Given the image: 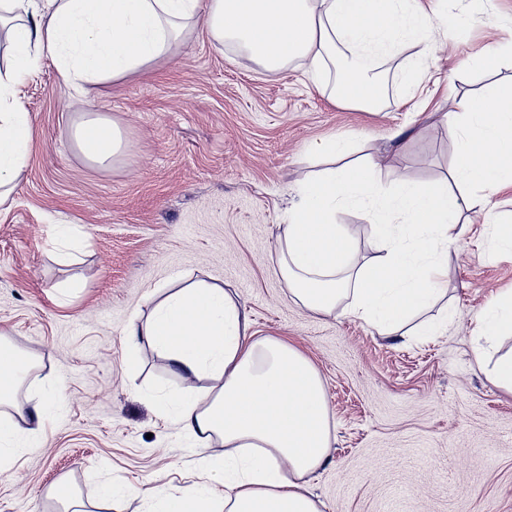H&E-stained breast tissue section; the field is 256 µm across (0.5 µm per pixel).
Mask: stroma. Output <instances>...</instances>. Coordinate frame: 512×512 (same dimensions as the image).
Returning a JSON list of instances; mask_svg holds the SVG:
<instances>
[{"mask_svg":"<svg viewBox=\"0 0 512 512\" xmlns=\"http://www.w3.org/2000/svg\"><path fill=\"white\" fill-rule=\"evenodd\" d=\"M419 2L430 19L380 62L375 112L335 102L301 61L270 71L238 46L216 47L202 21L152 69L89 86L84 111L51 58L17 85L34 140L0 207V334L35 365L20 397L61 401L35 451L0 475V512H63L53 494L62 482L85 512H100L106 483L175 494L223 453L216 441L194 447L159 414V395L191 385L125 334L157 287L195 280L230 292L258 336L293 344L319 372L333 440L310 481L322 512H512V394L489 370L512 338L491 343L478 327L492 297L512 289V252H493L482 214H461L446 291L430 312L448 319L436 336H381L308 311L276 263L295 180L327 166L308 156L311 144L347 138L354 157L387 155L383 183L406 171L432 185L447 179L457 150L442 115L456 97L477 100L512 79V58L458 66L512 31V0ZM476 14L486 24L448 44L441 18ZM410 64L423 79L407 96L397 75ZM86 111L124 132L126 149L108 167L87 164L71 142ZM68 238L78 248L62 263ZM480 347L488 365L475 358Z\"/></svg>","mask_w":512,"mask_h":512,"instance_id":"35a3bbf8","label":"stroma"}]
</instances>
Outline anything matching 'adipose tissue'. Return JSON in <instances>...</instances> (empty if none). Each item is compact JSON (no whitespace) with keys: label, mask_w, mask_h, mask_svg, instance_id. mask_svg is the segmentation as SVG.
Segmentation results:
<instances>
[{"label":"adipose tissue","mask_w":512,"mask_h":512,"mask_svg":"<svg viewBox=\"0 0 512 512\" xmlns=\"http://www.w3.org/2000/svg\"><path fill=\"white\" fill-rule=\"evenodd\" d=\"M415 2L0 0V28L13 52L0 68V200L32 145L30 115L15 87L42 57L55 61L79 102L87 85L146 71L168 57L201 18L214 45L238 44L248 61L269 70L303 61L318 86L374 112L379 61L424 26ZM335 62L341 68L334 74ZM444 120L457 142L450 182L426 187L405 173L382 186L381 158L297 180L277 264L298 305L393 336L436 303L462 208L490 211L493 195L512 185V82L479 101L461 98ZM72 139L100 167L124 148L121 128L98 113L81 120ZM354 206L373 228L367 257L353 246L348 226L336 221L340 209ZM127 334L145 340L182 379L208 375L220 383L195 399L156 401L161 415L201 445L215 437L224 445L205 484L160 497L156 512H322L307 484L329 456L330 422L321 378L299 349L256 337L236 299L203 281L163 290ZM30 371L29 362L0 340V474L23 451L14 441V415L40 424L47 413V399L18 398Z\"/></svg>","instance_id":"adipose-tissue-1"}]
</instances>
